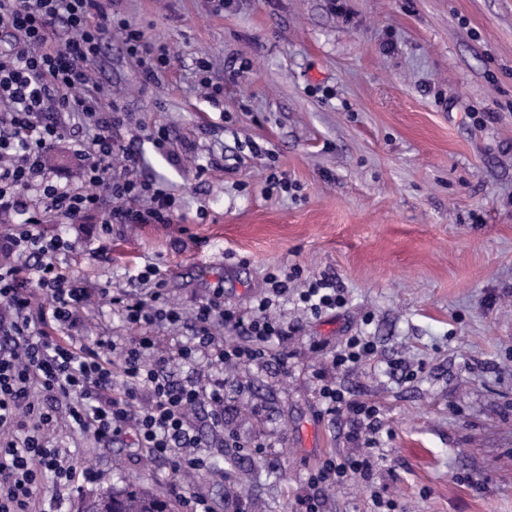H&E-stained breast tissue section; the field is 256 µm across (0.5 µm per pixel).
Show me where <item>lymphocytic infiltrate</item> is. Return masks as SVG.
Returning a JSON list of instances; mask_svg holds the SVG:
<instances>
[{"label":"lymphocytic infiltrate","instance_id":"1","mask_svg":"<svg viewBox=\"0 0 512 512\" xmlns=\"http://www.w3.org/2000/svg\"><path fill=\"white\" fill-rule=\"evenodd\" d=\"M111 6L112 0H0V214L25 216L0 232V252L10 256L0 261V512H40L44 483H51L47 500L56 504L72 493L77 477L92 478V470L77 472L67 449L49 444L46 434L61 416L101 447L145 448L171 459L174 472L202 470L191 414L209 406L211 427L222 429L224 381L210 373L181 381L171 362L284 367L298 330L273 311L291 275L268 273V291L250 311L225 307L217 288L188 314L169 302L150 266L136 287L115 289L111 299L114 313L142 328V336L85 341L82 313L91 293L58 261L75 245L60 234L46 236L43 224L93 212L108 227L171 224L179 216L175 196L139 178L137 154L114 140L125 109L104 101L91 79L103 41L116 28L145 83L158 82L171 67L167 49L112 15ZM65 139L82 171L78 186L55 180L46 164ZM299 301L316 317L346 304L325 277L307 280ZM156 326L180 327L188 336L162 348L150 334ZM228 326L241 329L245 342L225 344ZM318 398L324 414H349L352 441L376 444V405L333 384L322 385ZM372 469L367 456L324 457L308 474L300 512H319L325 486L370 478Z\"/></svg>","mask_w":512,"mask_h":512}]
</instances>
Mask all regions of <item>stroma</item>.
<instances>
[{"instance_id":"35a3bbf8","label":"stroma","mask_w":512,"mask_h":512,"mask_svg":"<svg viewBox=\"0 0 512 512\" xmlns=\"http://www.w3.org/2000/svg\"><path fill=\"white\" fill-rule=\"evenodd\" d=\"M174 57L144 83L120 35L96 63L126 112L140 176L182 200L172 224L101 214L46 224L60 263L95 290L86 338L135 336L105 289L157 267L192 312L214 289L250 310L270 271L328 276L347 300L298 330L287 367L225 370L224 432L195 423L211 466L190 480L145 449L50 432L95 480L59 512L137 481L191 512H296L321 459L357 454L347 413H321L325 354L372 337L338 385L380 409L373 483L326 490L321 512H512V0H119ZM222 83L212 101L202 76ZM166 127L172 153L148 134ZM286 185H279V178Z\"/></svg>"}]
</instances>
